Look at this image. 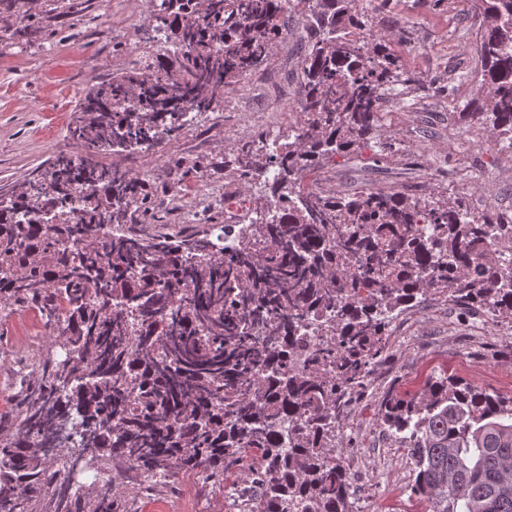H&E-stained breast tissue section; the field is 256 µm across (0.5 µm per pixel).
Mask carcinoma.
<instances>
[{"mask_svg":"<svg viewBox=\"0 0 512 512\" xmlns=\"http://www.w3.org/2000/svg\"><path fill=\"white\" fill-rule=\"evenodd\" d=\"M88 2L0 0V29L31 44L46 14ZM390 2L157 0L164 60L87 89L70 123L84 159L60 155L0 195V312L26 307L52 330L13 425L0 427V512H130L129 470L157 478L153 487L180 472L219 485L245 455L239 494L263 488L246 512H352L333 453L338 413L385 353L393 314L432 296L512 328V214L473 212L462 190L306 188L381 130L385 90L415 91L390 42L371 38L372 14ZM468 2L480 66L453 70L448 93L478 86L458 123L491 126L495 160L512 162V0ZM291 3L314 31L299 119L224 161L232 182L275 169L243 240L216 252L206 235L145 244L100 234L136 223L146 201L141 182L98 153L170 140L189 113L220 107L269 59ZM80 187L90 193L76 215ZM35 210L50 223H33ZM311 312L326 316L314 347L297 336ZM252 324L263 335H249ZM379 414L402 435L411 493L430 512H512V396L443 376L417 399L388 397Z\"/></svg>","mask_w":512,"mask_h":512,"instance_id":"obj_1","label":"carcinoma"}]
</instances>
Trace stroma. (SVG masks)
<instances>
[{
    "label": "stroma",
    "instance_id": "35a3bbf8",
    "mask_svg": "<svg viewBox=\"0 0 512 512\" xmlns=\"http://www.w3.org/2000/svg\"><path fill=\"white\" fill-rule=\"evenodd\" d=\"M286 32L270 59L224 95L215 112L198 115L194 125L149 152L113 153L143 179L145 195L157 217L153 224L128 225L140 238L182 239L208 233L224 221V157L237 145L257 141L266 132L288 129L287 116L300 110V46L309 24L287 12ZM467 0H392L375 18V34L413 46L403 61L418 81L406 103L385 95L381 136L401 147L400 155L375 164L338 160L325 166V186L339 195L364 188L418 189L420 194L465 183L471 205L495 204L512 210V162L491 167L493 139L488 129L465 136L448 132L449 114L472 96L469 84L447 94L448 70L476 68L478 55ZM152 15L142 0H89L86 10L53 24L29 46L0 50V189L9 190L38 166L72 151L69 126L80 95L113 72L140 65L132 41L153 44ZM194 161L189 176L178 175L179 162ZM210 201L199 207L201 188ZM393 334L382 361L363 389L353 394L336 429L334 452L351 478L353 512H427L429 505L410 491L414 462L385 431L379 416L392 394L421 392L434 377L450 374L487 393L512 396V331L488 317H474L452 304L414 306L392 322ZM49 331L40 319L20 309L0 322V419L10 420L17 365L44 348ZM199 480L177 475L167 488L140 495L138 512H165L181 497L183 512H195L191 491Z\"/></svg>",
    "mask_w": 512,
    "mask_h": 512
}]
</instances>
